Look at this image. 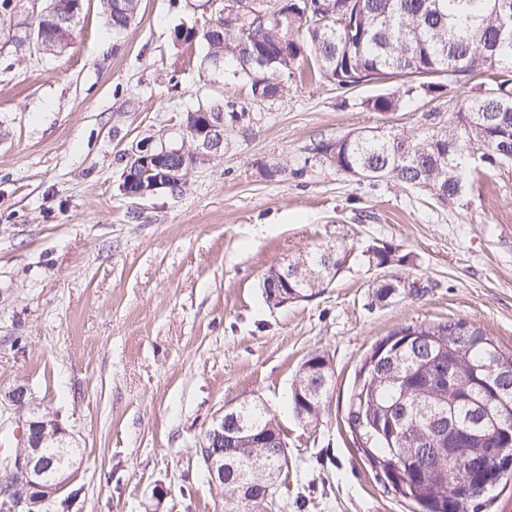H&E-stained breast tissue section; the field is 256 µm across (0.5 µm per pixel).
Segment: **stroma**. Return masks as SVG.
Instances as JSON below:
<instances>
[{
    "instance_id": "35a3bbf8",
    "label": "stroma",
    "mask_w": 512,
    "mask_h": 512,
    "mask_svg": "<svg viewBox=\"0 0 512 512\" xmlns=\"http://www.w3.org/2000/svg\"><path fill=\"white\" fill-rule=\"evenodd\" d=\"M211 0H140L115 33L103 0H86L58 55L0 34V459L19 430L9 396L56 419L71 449L43 512H224L228 497L195 450L225 403L263 401L282 426L288 469L265 512H414L358 452L346 423L371 348L415 323L463 320L512 349V165L472 173L454 206L384 179L369 184L324 163L320 142L413 134L454 117L452 85L398 112L306 75L283 96L199 78ZM231 95L243 128L190 169L180 189L133 199L120 184L136 145L180 144L198 101ZM282 167L276 179L269 165ZM339 239L347 261L323 292L280 308L265 273ZM388 245L404 266H369ZM406 286L373 298L384 276ZM316 353L331 387L316 423L288 408L291 383Z\"/></svg>"
}]
</instances>
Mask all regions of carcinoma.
<instances>
[{
    "mask_svg": "<svg viewBox=\"0 0 512 512\" xmlns=\"http://www.w3.org/2000/svg\"><path fill=\"white\" fill-rule=\"evenodd\" d=\"M74 0H48L35 16L34 30L42 39L33 46L60 54L72 33L54 29L53 17L68 11ZM105 18L112 31H122L135 18L139 0H104ZM224 8L234 16L216 18L224 28L199 32L174 31V40L206 45L204 70L220 72L231 82L250 86L252 96L275 98L288 91V79L304 63L336 88L349 91L374 81L399 79L396 90L370 98L374 112H396L403 102L434 98L446 85H470L447 127L446 139L429 131L416 135L383 133L345 137L318 146L323 162L352 175L366 168L379 170L402 187L417 186L440 205H455L466 178L461 158L474 151L494 167L512 162V0H284L288 16L282 22H263L259 0H229ZM509 23V32L503 24ZM220 66H215V62ZM204 110L234 127L245 116L244 107L230 98L205 101ZM320 243L288 261L299 270L290 280L288 294L306 299L330 284L335 273ZM409 257H395V249L382 246L367 251L372 266L402 265ZM459 322L448 320L413 325L416 342L400 347L392 343L376 360L361 383L353 386L347 411L351 433L363 440L370 465L384 477L398 473L394 491L417 507V512H465L479 509L494 490L485 474L470 470L471 449L464 438L451 447L452 455L430 452L436 426L469 435L490 430L486 412L508 417L512 430V351H505L480 330L456 338L448 330ZM461 378L482 367L486 384L466 394L443 380L448 363ZM331 368L318 355L300 368L291 391V409L305 423L318 420L325 408ZM245 424L268 440L281 435L274 415L255 400L238 403ZM64 451L54 443L40 449L43 478L56 479ZM262 464L259 483L244 476ZM224 470V490L237 501L250 503L249 512H262L266 494H274L288 457L277 448H261L243 435L232 449Z\"/></svg>",
    "mask_w": 512,
    "mask_h": 512,
    "instance_id": "1",
    "label": "carcinoma"
}]
</instances>
